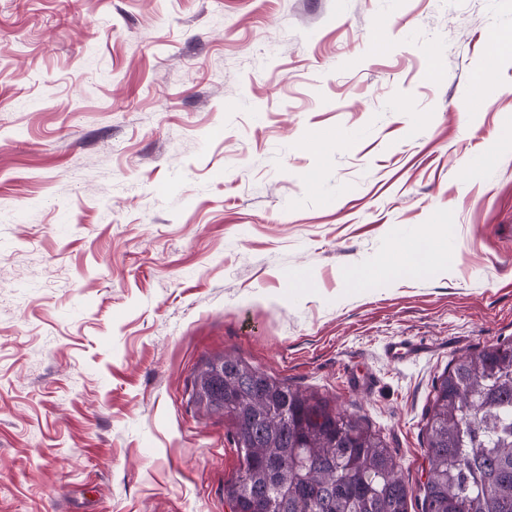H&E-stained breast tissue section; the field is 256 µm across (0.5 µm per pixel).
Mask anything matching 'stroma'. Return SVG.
Here are the masks:
<instances>
[{
	"mask_svg": "<svg viewBox=\"0 0 512 512\" xmlns=\"http://www.w3.org/2000/svg\"><path fill=\"white\" fill-rule=\"evenodd\" d=\"M509 29L512 0H0V512H230L191 400L219 354L418 487L435 380L512 339ZM512 58V35L499 34L493 39V47L487 59V67L497 66L503 59ZM428 263V259L419 256L418 249L405 245L398 250L394 258L387 263V271L392 275H397L423 268L428 265Z\"/></svg>",
	"mask_w": 512,
	"mask_h": 512,
	"instance_id": "stroma-1",
	"label": "stroma"
}]
</instances>
